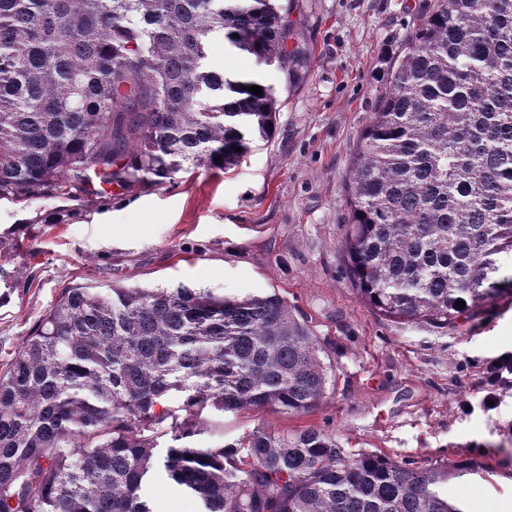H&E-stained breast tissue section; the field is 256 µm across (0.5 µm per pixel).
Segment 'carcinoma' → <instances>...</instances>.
I'll return each mask as SVG.
<instances>
[{
    "label": "carcinoma",
    "mask_w": 512,
    "mask_h": 512,
    "mask_svg": "<svg viewBox=\"0 0 512 512\" xmlns=\"http://www.w3.org/2000/svg\"><path fill=\"white\" fill-rule=\"evenodd\" d=\"M293 12L0 0V199L232 169L272 137L279 105L256 77L213 68L212 47L296 89L312 51ZM385 63L344 179L342 252L372 310L446 328L512 294L492 259L512 253V0H437ZM330 372L277 293L66 287L0 372V512H152L157 476L205 512H462L439 491L456 465L355 453L321 429L195 446L217 413L310 412Z\"/></svg>",
    "instance_id": "1"
}]
</instances>
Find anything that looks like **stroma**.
<instances>
[{
    "label": "stroma",
    "mask_w": 512,
    "mask_h": 512,
    "mask_svg": "<svg viewBox=\"0 0 512 512\" xmlns=\"http://www.w3.org/2000/svg\"><path fill=\"white\" fill-rule=\"evenodd\" d=\"M434 2L299 0L312 66L294 91L280 70L214 45L215 67L258 73L280 102L272 138L231 171L109 185L90 201L0 200V372L68 285L274 291L308 318L327 353V395L302 415H214L198 447L259 426L322 429L341 447L413 467L456 464L460 477L440 491L463 512H512V390L496 409L481 405L485 362L512 351V299L445 329L391 319L361 301L341 251L343 179L383 90V57Z\"/></svg>",
    "instance_id": "obj_1"
}]
</instances>
